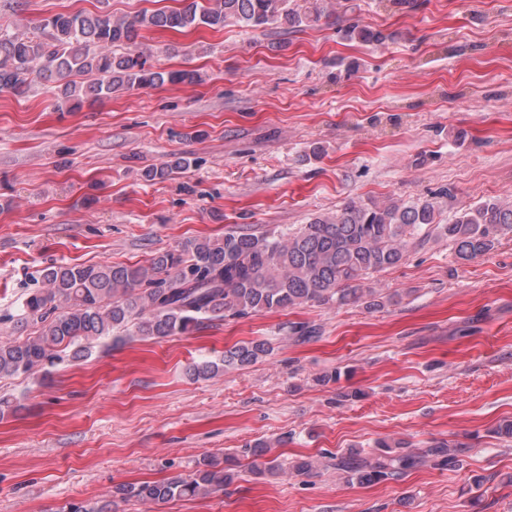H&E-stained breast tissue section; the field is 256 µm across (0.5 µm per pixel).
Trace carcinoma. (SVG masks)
<instances>
[{
    "mask_svg": "<svg viewBox=\"0 0 512 512\" xmlns=\"http://www.w3.org/2000/svg\"><path fill=\"white\" fill-rule=\"evenodd\" d=\"M324 15L318 0H183L181 9L153 11L134 21L114 20L83 12L46 18L39 29L44 40L0 31V93L25 96L30 75L54 85L59 102L82 106L132 88H155L193 82L187 70H156L140 51L122 53L142 28H224L270 24L299 28ZM348 37L381 43V31L356 24ZM74 75H90L83 82ZM512 233V203L485 200L455 213L442 223L436 202L405 204L351 200L333 216L316 217L294 231L256 234L229 230L216 240H188L181 248L157 254L149 266L121 264H51L42 270L43 287L22 302L23 319L42 324L39 336L22 343H0V378L26 374L52 358V350L112 335L137 321L138 335L163 338L189 333L206 318L285 310L308 302L343 305L369 297L377 307L375 289L365 276L400 264L414 241L448 240L461 261L491 252L500 237ZM268 353L264 341H252L224 352L223 364L244 367ZM401 442L381 440L377 453L351 451L336 458V470L349 481L373 484L397 476L422 462L446 466L464 443L442 440L420 453L401 452ZM253 458L257 475L276 473L282 465L266 459V445L243 449ZM235 464L205 457L192 476L123 485L116 493L143 503L204 496L233 482ZM60 512H111L106 501L69 503Z\"/></svg>",
    "mask_w": 512,
    "mask_h": 512,
    "instance_id": "obj_1",
    "label": "carcinoma"
}]
</instances>
